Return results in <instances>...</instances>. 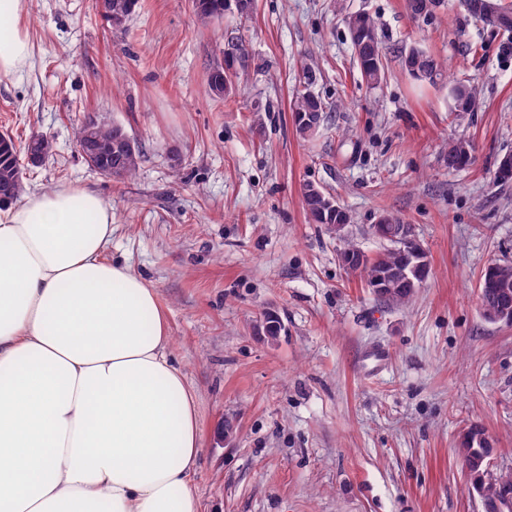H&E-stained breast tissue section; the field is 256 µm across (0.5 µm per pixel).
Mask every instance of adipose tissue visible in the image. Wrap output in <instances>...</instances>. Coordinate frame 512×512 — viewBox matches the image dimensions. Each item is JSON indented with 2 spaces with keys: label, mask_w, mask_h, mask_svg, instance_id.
Masks as SVG:
<instances>
[{
  "label": "adipose tissue",
  "mask_w": 512,
  "mask_h": 512,
  "mask_svg": "<svg viewBox=\"0 0 512 512\" xmlns=\"http://www.w3.org/2000/svg\"><path fill=\"white\" fill-rule=\"evenodd\" d=\"M28 10L0 0V75L29 59ZM112 232L83 186L0 209V512H199L195 395Z\"/></svg>",
  "instance_id": "ef3b65f1"
}]
</instances>
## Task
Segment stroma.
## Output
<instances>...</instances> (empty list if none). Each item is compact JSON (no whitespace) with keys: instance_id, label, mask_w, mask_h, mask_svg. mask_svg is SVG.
Segmentation results:
<instances>
[{"instance_id":"35a3bbf8","label":"stroma","mask_w":512,"mask_h":512,"mask_svg":"<svg viewBox=\"0 0 512 512\" xmlns=\"http://www.w3.org/2000/svg\"><path fill=\"white\" fill-rule=\"evenodd\" d=\"M379 23L386 78L362 82L344 13ZM27 65L0 75V133L51 138L23 192L95 190L112 208L110 259L156 288L170 355L199 403L202 512H481L459 452L465 429L490 437L512 469V323L486 321L482 271L512 263V29L460 0H254L200 25L192 0H139L125 27L96 0H30ZM247 80L207 87L227 42ZM416 46L476 84L477 111L454 119L448 90L403 68ZM308 89L327 106L319 132L289 112ZM122 125L142 151L136 174L90 169L74 129ZM473 148L448 166L449 141ZM310 182L350 214L340 234L313 223ZM408 224L430 272L406 305L385 301L339 261L368 256L384 215ZM285 327L258 333L264 314Z\"/></svg>"}]
</instances>
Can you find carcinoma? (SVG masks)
I'll return each mask as SVG.
<instances>
[{
    "label": "carcinoma",
    "mask_w": 512,
    "mask_h": 512,
    "mask_svg": "<svg viewBox=\"0 0 512 512\" xmlns=\"http://www.w3.org/2000/svg\"><path fill=\"white\" fill-rule=\"evenodd\" d=\"M106 4L101 16L114 28L122 27L135 12L139 0H103ZM226 0H193V9L197 20L210 24L224 17ZM483 18L502 28H512V12L497 7L489 2L483 4ZM347 28L350 35L362 33L372 45L355 52L357 64L363 80L371 85H378L385 79V67L382 60V47L377 34L376 22L368 14L359 13L347 17ZM405 69L418 80L436 83H448V110L454 115L472 112L479 105L477 87L464 82L452 81L448 78L443 66L424 50L412 46L401 51ZM243 51L238 44L229 45L225 52V61L211 68L207 75V86L211 93L229 92L233 84L240 78L237 65L242 63ZM292 123L299 134H314L324 121L323 102L310 91L304 90L296 94L290 103ZM92 130L96 137L99 152L97 158L105 177L109 179H126L134 176L139 167L141 151L138 142L125 129L114 124L108 126L93 118L87 119L77 131V138H82L86 130ZM469 144L458 141L448 145V167L463 168L470 165L471 154L465 152ZM26 149H17L13 138L0 134V204L16 199L22 188L23 171L20 153ZM304 205L309 214L315 217V223L322 224L332 232H339L343 225L349 223L347 211L336 200L321 188L305 183L301 188ZM388 229L385 238L389 247L374 258L367 257L351 270L361 274L368 287H373L379 278L388 280L393 288L387 289L379 296L396 304L409 302L417 288L421 286L429 272L430 263L427 254H422V267L415 272L412 263L411 245L413 235L402 239L397 229L402 227L395 218L386 215L381 219ZM494 276L501 284L499 288H479L478 299L480 309L497 311L502 307L512 311V264L497 263ZM462 455L467 468L473 475V485L480 497L481 504L486 506L504 497H512V472L499 474L492 480H484L480 474L486 465V456L493 453L494 448L477 447L468 435L461 441Z\"/></svg>",
    "instance_id": "obj_1"
}]
</instances>
